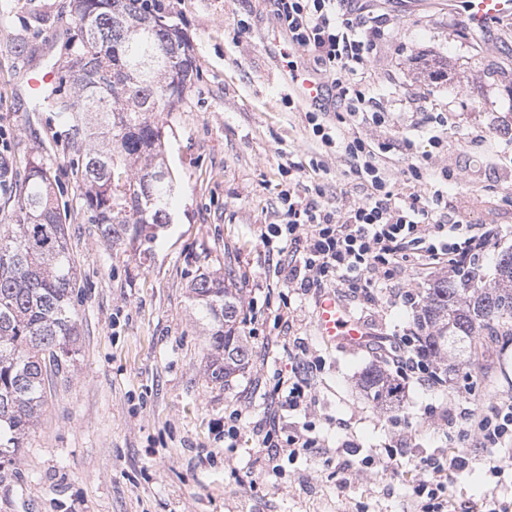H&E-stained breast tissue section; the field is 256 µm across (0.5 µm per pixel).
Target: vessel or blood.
<instances>
[{"instance_id":"1","label":"vessel or blood","mask_w":512,"mask_h":512,"mask_svg":"<svg viewBox=\"0 0 512 512\" xmlns=\"http://www.w3.org/2000/svg\"><path fill=\"white\" fill-rule=\"evenodd\" d=\"M466 15L473 25L482 26L494 18L512 15V0H466ZM315 326L327 344L347 349L362 346L370 337L366 325L332 291L322 292L316 301Z\"/></svg>"}]
</instances>
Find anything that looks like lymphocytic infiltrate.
<instances>
[{"instance_id": "1", "label": "lymphocytic infiltrate", "mask_w": 512, "mask_h": 512, "mask_svg": "<svg viewBox=\"0 0 512 512\" xmlns=\"http://www.w3.org/2000/svg\"><path fill=\"white\" fill-rule=\"evenodd\" d=\"M273 15L288 36L294 51L308 54L311 68L324 79L326 101H313L307 118L322 145L343 151L350 171L367 188L363 199L329 211L313 193H283L285 221L269 224L260 233L263 246L274 241L298 242L302 252L288 270V282L307 292L314 288H344L352 296H373L389 282L405 278L413 269L432 265L455 266L462 248L481 250L483 237L470 234L461 219L448 213L442 190L421 194V166L407 169L409 188L399 194L387 187L377 154L358 130L341 136L328 131L319 115L327 109L346 113L357 125L381 117L373 99L352 84L351 74L365 67L382 36L373 17L349 7V0H271ZM389 359L397 375L419 383L431 381L413 337L391 339ZM479 439L484 447L512 443V400H492L482 408L458 406L448 416V439L461 444ZM269 459L287 456L294 460L323 452L324 446L312 424L284 430L279 418H270L259 442ZM466 458L448 463L439 458H420L425 478L419 484L416 512H446L448 469H462Z\"/></svg>"}]
</instances>
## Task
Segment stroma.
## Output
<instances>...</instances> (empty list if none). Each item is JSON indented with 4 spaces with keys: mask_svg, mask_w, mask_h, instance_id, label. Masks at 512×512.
Segmentation results:
<instances>
[{
    "mask_svg": "<svg viewBox=\"0 0 512 512\" xmlns=\"http://www.w3.org/2000/svg\"><path fill=\"white\" fill-rule=\"evenodd\" d=\"M384 37L361 85L385 115L362 134L383 146L392 191L406 189L405 139L426 169L423 192L443 169L465 168L448 188V211L490 231L483 272L512 248V18L468 26L448 0H358ZM167 20L189 39L199 75L167 122L179 189L174 222L151 251L110 246L83 208L84 186L70 173L76 150L50 113L36 110L26 72L60 63L71 0H0V139L25 171L41 156L58 180V199L75 263L73 302L80 336L70 373L55 379L39 422L13 463L0 467V512H414L423 456L448 445L443 419L464 401L481 407L512 398V338L489 342L440 384L403 381L387 408L358 380L384 362L372 349L326 344L314 326L315 293L288 288L279 254L259 241L281 222L289 183L319 184L323 207L359 200L364 188L343 157L322 147L307 104L289 102L279 52L288 37L269 0H164ZM438 135L441 146L429 138ZM230 272L242 296L241 325L252 358L228 384L207 375L208 328L197 319L189 282L197 269ZM443 268L404 282L416 301ZM415 303H351L374 337L413 336ZM288 322L276 321L279 306ZM256 335H249V328ZM306 339L320 364L312 411L285 413L284 425L312 422L323 452L269 460L256 439L271 411L277 373L292 362L282 346ZM239 411L241 435L224 441V417ZM411 436L393 463L346 477L326 449L372 456L396 442L389 418ZM470 467L448 475L456 508L512 501V471L491 474L501 448L469 447Z\"/></svg>",
    "mask_w": 512,
    "mask_h": 512,
    "instance_id": "1",
    "label": "stroma"
}]
</instances>
